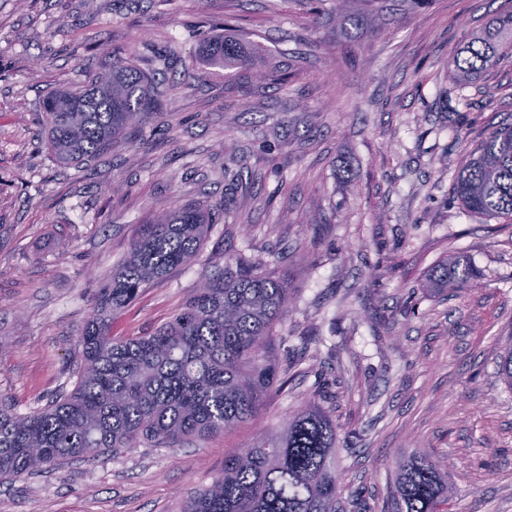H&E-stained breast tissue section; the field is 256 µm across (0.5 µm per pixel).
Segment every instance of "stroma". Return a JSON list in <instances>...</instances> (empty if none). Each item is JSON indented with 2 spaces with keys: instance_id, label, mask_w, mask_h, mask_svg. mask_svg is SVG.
I'll use <instances>...</instances> for the list:
<instances>
[{
  "instance_id": "obj_1",
  "label": "stroma",
  "mask_w": 512,
  "mask_h": 512,
  "mask_svg": "<svg viewBox=\"0 0 512 512\" xmlns=\"http://www.w3.org/2000/svg\"><path fill=\"white\" fill-rule=\"evenodd\" d=\"M512 0H0V399L25 414L77 382L92 296L159 204L226 203L197 262L146 288L117 337L166 323L204 271L246 259L285 271L293 301L273 330L288 388L203 443L105 453L0 484V512H179L225 453L279 428L307 398L332 415L345 512H395L397 462L428 451L452 512H512V388L497 373L512 327V225L452 191L463 153L512 123V51L467 82L454 55ZM231 30L279 62L225 77L199 50ZM164 84L135 142L64 166L44 96L82 87L113 52ZM244 160L246 188L224 184ZM457 255L475 273L427 290ZM313 336L302 346L299 338Z\"/></svg>"
}]
</instances>
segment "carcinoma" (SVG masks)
Listing matches in <instances>:
<instances>
[{
    "mask_svg": "<svg viewBox=\"0 0 512 512\" xmlns=\"http://www.w3.org/2000/svg\"><path fill=\"white\" fill-rule=\"evenodd\" d=\"M201 54L229 72L252 65L233 35L212 37ZM499 55V40L481 38L451 66L468 78ZM155 86L112 54V64L85 86L43 98L49 149L63 164H80L131 141L161 107ZM453 190L469 211L512 224V123L462 156ZM227 214L222 204L161 205L140 226L80 333L74 389L28 414L0 406V482L109 451L205 441L255 417L265 397L285 390L290 366H277L268 346L288 313V275L258 272L247 260L204 276L179 312L151 334L111 333L112 318L144 288L189 264ZM472 276L452 258L432 269L429 287L459 290ZM497 367L512 387V334L501 341ZM336 448L335 421L310 399L279 434L224 455L212 483L187 495L181 512H341ZM396 492L400 512H451L448 479L426 452L397 463Z\"/></svg>",
    "mask_w": 512,
    "mask_h": 512,
    "instance_id": "cac0c4a2",
    "label": "carcinoma"
}]
</instances>
